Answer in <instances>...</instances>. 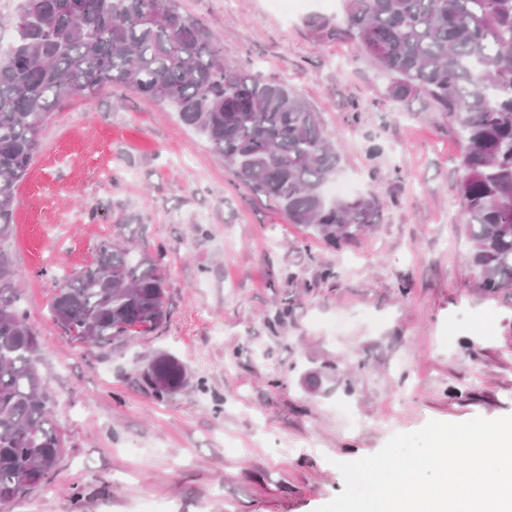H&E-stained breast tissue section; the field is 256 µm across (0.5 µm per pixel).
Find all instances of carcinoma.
<instances>
[{
  "label": "carcinoma",
  "instance_id": "cac0c4a2",
  "mask_svg": "<svg viewBox=\"0 0 512 512\" xmlns=\"http://www.w3.org/2000/svg\"><path fill=\"white\" fill-rule=\"evenodd\" d=\"M316 28L373 57L393 76L395 99L423 94L460 128L469 262L482 293L512 295V0H348L342 27ZM114 83L171 104L241 183L327 244L377 223L373 197L324 200L339 157L319 115L287 87L224 66L174 0H24L15 44L0 57V512L35 490L29 473L48 476L62 448L38 334L15 288V188L57 104ZM163 266V253L136 254L116 225L91 265L57 282L55 325L91 350L157 330L168 315ZM139 378L163 400L189 373L159 353Z\"/></svg>",
  "mask_w": 512,
  "mask_h": 512
}]
</instances>
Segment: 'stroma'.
<instances>
[{"mask_svg": "<svg viewBox=\"0 0 512 512\" xmlns=\"http://www.w3.org/2000/svg\"><path fill=\"white\" fill-rule=\"evenodd\" d=\"M175 4L226 67L318 113L336 181L380 216L332 248L241 184L171 105L120 85L64 98L16 189L10 242L62 452L15 512H317L343 489L339 463L394 434L512 415V296L480 294L469 263L459 131L312 29L342 23L346 0ZM119 224L137 251L164 250L169 315L91 352L54 325L55 282ZM164 351L191 379L159 401L138 378Z\"/></svg>", "mask_w": 512, "mask_h": 512, "instance_id": "stroma-1", "label": "stroma"}]
</instances>
